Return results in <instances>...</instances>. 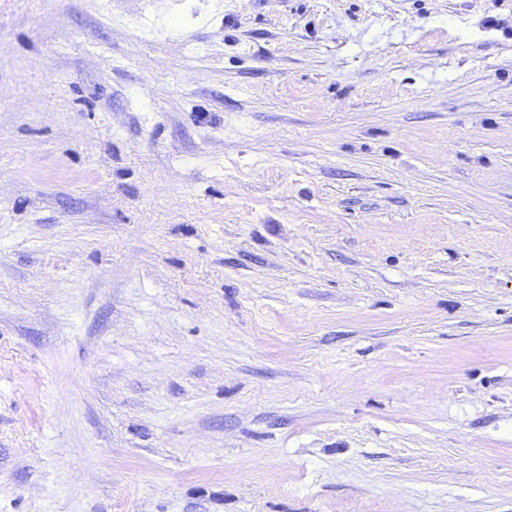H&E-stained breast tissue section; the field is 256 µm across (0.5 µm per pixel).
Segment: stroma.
<instances>
[{
	"label": "stroma",
	"instance_id": "stroma-1",
	"mask_svg": "<svg viewBox=\"0 0 512 512\" xmlns=\"http://www.w3.org/2000/svg\"><path fill=\"white\" fill-rule=\"evenodd\" d=\"M0 512H512V0H0Z\"/></svg>",
	"mask_w": 512,
	"mask_h": 512
}]
</instances>
